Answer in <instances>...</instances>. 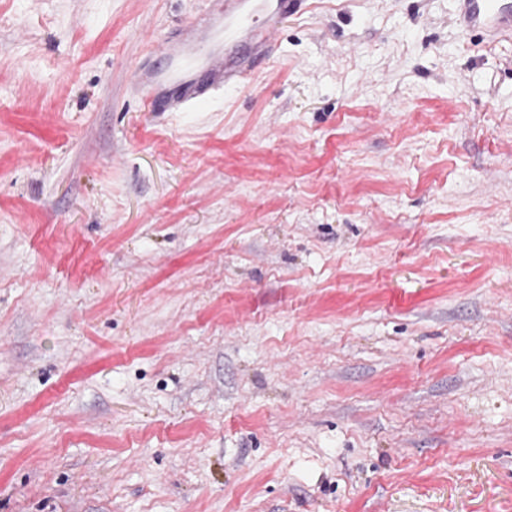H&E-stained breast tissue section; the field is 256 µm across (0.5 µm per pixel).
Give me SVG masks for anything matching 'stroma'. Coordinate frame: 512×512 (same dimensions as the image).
<instances>
[{
	"mask_svg": "<svg viewBox=\"0 0 512 512\" xmlns=\"http://www.w3.org/2000/svg\"><path fill=\"white\" fill-rule=\"evenodd\" d=\"M206 0H0V512H512V38L303 0L201 112ZM301 2L207 0L202 14L181 23L145 50L148 56L163 58V68L137 67L133 71V83L146 111L202 110L216 92L255 75L278 43L281 20L293 14Z\"/></svg>",
	"mask_w": 512,
	"mask_h": 512,
	"instance_id": "obj_1",
	"label": "stroma"
}]
</instances>
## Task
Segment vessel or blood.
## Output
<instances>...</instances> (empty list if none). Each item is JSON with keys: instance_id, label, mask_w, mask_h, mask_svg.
Returning a JSON list of instances; mask_svg holds the SVG:
<instances>
[{"instance_id": "b4317fda", "label": "vessel or blood", "mask_w": 512, "mask_h": 512, "mask_svg": "<svg viewBox=\"0 0 512 512\" xmlns=\"http://www.w3.org/2000/svg\"><path fill=\"white\" fill-rule=\"evenodd\" d=\"M462 29L489 37H512V0H457ZM301 0H207L202 14L178 25L146 53L164 67H139L132 73L146 111L193 112L214 94L243 83L271 57L280 22Z\"/></svg>"}]
</instances>
